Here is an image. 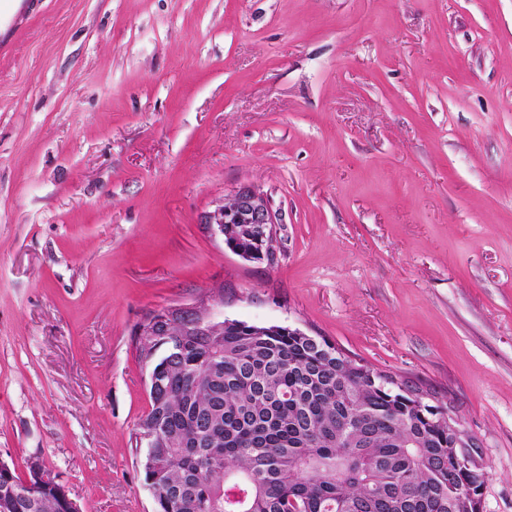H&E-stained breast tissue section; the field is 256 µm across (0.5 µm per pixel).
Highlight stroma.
<instances>
[{"label": "stroma", "mask_w": 512, "mask_h": 512, "mask_svg": "<svg viewBox=\"0 0 512 512\" xmlns=\"http://www.w3.org/2000/svg\"><path fill=\"white\" fill-rule=\"evenodd\" d=\"M0 34V460L154 512L133 329L322 336L450 405L512 512V0H18ZM274 264L205 222L240 184Z\"/></svg>", "instance_id": "1"}]
</instances>
